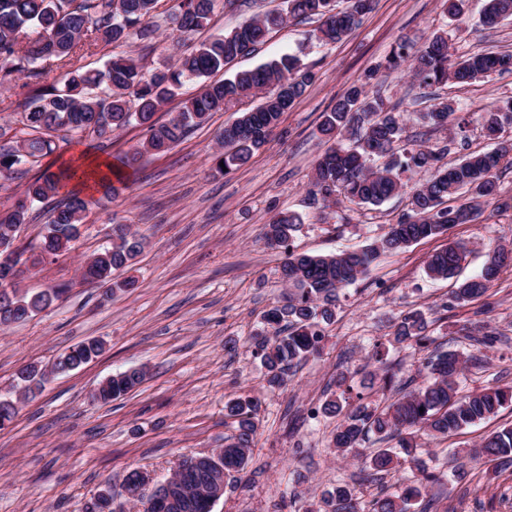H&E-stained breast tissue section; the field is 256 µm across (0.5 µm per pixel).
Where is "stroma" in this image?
I'll use <instances>...</instances> for the list:
<instances>
[{
	"mask_svg": "<svg viewBox=\"0 0 512 512\" xmlns=\"http://www.w3.org/2000/svg\"><path fill=\"white\" fill-rule=\"evenodd\" d=\"M278 2L238 0L233 10L216 6L202 35L231 31ZM484 3L465 0L462 15L452 19L441 0H376L361 24L333 44L315 39L312 21H291L272 31L257 51L235 60L230 72L295 54L316 77L283 113L265 147L233 173L220 172L217 139L235 114L213 113L166 153L142 154L111 204L93 209L81 224L71 253L26 274L22 290L65 285L69 291L31 320L0 330V397H13L15 375L24 365H51L89 338L102 339L106 348L22 401L13 423L0 430V512H82L85 501L105 487L112 490L114 507H122L124 479L132 469L148 472L158 484L180 460L223 447L233 432L224 406L241 395L261 402L252 460L213 512H318L324 494L339 482L369 502L380 484L368 481L360 461L330 448L335 420H313L308 411L325 400L337 374H346L353 392H360L374 347L388 349L398 379L416 375L422 349L389 345L395 323L413 310L422 311L436 344L480 358V365L460 376V394L512 386V266L485 296L455 306L449 303L452 282L426 273L429 256L451 242L468 250L463 275L478 271L490 248L512 244V208L486 207L475 221L382 257L366 277L341 291L322 352L285 386L267 385L252 346L264 313L288 294L278 274L284 253L263 239L272 216L286 210L303 214L305 222L292 239L295 250L337 253L370 244L407 210L402 196L378 206H308L311 169L328 148L318 132L322 113L349 86L366 82L405 38L420 45L444 31L457 57L480 50L512 53V20L482 29ZM175 5L159 0L152 41L134 39L124 47L145 69L173 63L179 52L167 30ZM420 93L417 81L403 72L389 74L382 86L412 135L423 131L419 114L429 106ZM438 93L467 114L466 150H490L481 109L512 99V73L451 82ZM145 137V128L136 124L108 139L77 134L45 162L55 168L81 152L115 162ZM116 224L146 237L147 246L128 271L135 290L108 295L81 284L76 274L88 255L110 242ZM481 329L495 335L493 345L469 344ZM133 368L146 371L138 388L106 404L93 399L106 378ZM510 424L512 403L448 438L419 437L426 466L445 474L432 489L438 512H512V466L488 461L475 467L467 455L482 437Z\"/></svg>",
	"mask_w": 512,
	"mask_h": 512,
	"instance_id": "stroma-1",
	"label": "stroma"
}]
</instances>
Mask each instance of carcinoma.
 <instances>
[{
	"label": "carcinoma",
	"instance_id": "1",
	"mask_svg": "<svg viewBox=\"0 0 512 512\" xmlns=\"http://www.w3.org/2000/svg\"><path fill=\"white\" fill-rule=\"evenodd\" d=\"M158 0H0V88L13 87L24 78L30 89L25 108L17 122L21 137L14 145L0 148V179H12L19 172L38 170L25 183L9 209L0 211V229L14 232L28 223L34 206L52 198L57 203L46 212L40 238L15 247L18 258L30 255L31 267L42 263V256H63L74 248L79 225L86 214L101 205V199L61 190L74 175L70 165L52 171L42 161L76 134L102 137L135 122L147 131L142 148L125 155L130 167L142 151L165 152L212 113L232 109L239 113L232 125L224 127L216 162L227 171L246 164L254 152L265 146L282 113L315 80L313 70L291 55L240 71L231 79L206 83L204 79L224 69L236 58L251 54L264 44L270 31L292 19L320 21L318 38L336 43L357 27L373 9L374 0H347L344 9L336 0H283V7L257 15L232 31L188 45L207 28L216 0H178L170 15L174 42L185 47L169 66L146 73L139 60L114 52L101 69H69L64 86L58 89L45 83L42 62L54 58L71 63L77 51L88 46L121 47L133 39L145 40L154 33L152 19ZM512 19V0H485L480 25L495 29ZM408 66L414 79L425 89L448 81L465 84L492 73H512V54L473 53L453 59L448 51V35L436 32L423 45L409 39L398 43L386 64L370 75L377 80L387 73ZM201 83L198 92L187 96L176 116L166 123L154 119L169 100L187 84ZM103 88L104 95L95 93ZM454 106L436 100L422 120L433 129L448 130ZM512 119V100L492 107L482 115L486 135L495 141L487 152H472L450 166L442 159L450 151L448 143L430 148L424 143L407 149L405 127L394 109L379 93L365 84H354L322 114L320 134L331 146L315 162L309 188L310 204L327 209L342 200L357 205L377 206L400 195H408V211L390 225L375 243L357 251L328 254L298 253L291 247L293 233L303 224L300 215L282 211L264 225V239L284 250L280 265L281 283L288 288L286 303L269 309L264 324L254 337V355L267 371L270 386L285 384L286 372L322 349L325 326L336 316V302L342 288L367 275L383 256L404 251L411 244L448 230L450 224L474 220L484 207L495 204L512 208V198L500 193L498 172L512 168V137L502 136L504 123ZM389 157L384 166L375 165L379 157ZM432 171L429 178L414 183L403 174ZM145 237L121 225L112 227V242L87 259L80 267L81 281L106 286L108 291L131 290L132 279L116 280V274L132 266L144 249ZM466 248L451 243L430 256L426 272L433 279H448L461 268ZM512 264V248L498 245L491 250L479 272L463 280L452 301L465 303L484 296L504 266ZM0 282V322L8 325L26 321L49 308L66 292V287L29 295L10 296ZM426 345L431 342L428 322L420 311H411L396 325L392 343ZM104 351L103 344L88 339L69 347L54 360L53 368L76 370ZM385 353L375 350L373 358L384 372L382 389L393 386L396 373L384 361ZM474 355L432 350L423 357L425 380L410 390L399 391L386 405L372 393L346 397L342 390L345 376L336 379L330 397L314 411V416L338 417L331 438L332 447L343 457L363 461L371 477L379 480L392 470L406 466L414 481L393 492L381 490L369 508L353 488L338 483L324 497L329 512H413L440 476L428 470L419 458L418 433L432 438L471 426L498 413L512 403V386L487 387L458 395V378ZM144 377L138 369L112 376L102 387L100 400H116L135 388ZM17 385L31 394L43 387L41 370L24 366L16 374ZM258 401L239 397L225 405V417L233 420L236 434L224 442V471L230 476L243 473L252 456L257 424ZM470 462L501 460L512 464V426L485 438L469 455ZM190 504L182 512H212L210 484L204 480L184 485Z\"/></svg>",
	"mask_w": 512,
	"mask_h": 512
}]
</instances>
